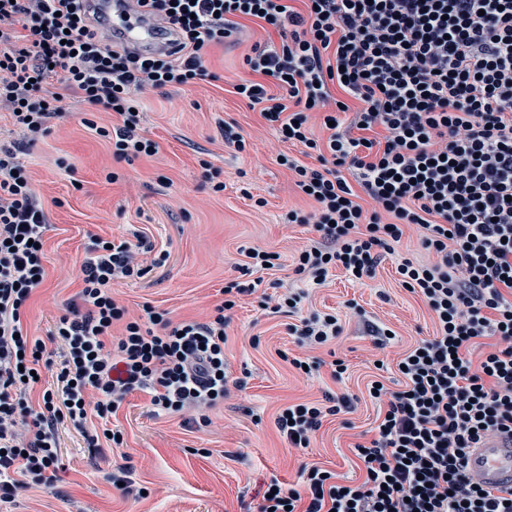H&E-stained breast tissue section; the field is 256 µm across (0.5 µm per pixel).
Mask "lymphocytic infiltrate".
<instances>
[{
    "label": "lymphocytic infiltrate",
    "mask_w": 512,
    "mask_h": 512,
    "mask_svg": "<svg viewBox=\"0 0 512 512\" xmlns=\"http://www.w3.org/2000/svg\"><path fill=\"white\" fill-rule=\"evenodd\" d=\"M144 2L174 34L170 51L106 45L86 0H0V109L23 135L44 136L74 96L118 117L95 129L115 160L154 156L158 144L140 132V95L210 79L207 50L240 20H255L281 42L254 43L244 56L249 76L233 89L282 142L302 149L299 159L277 157L311 205L289 210L287 223L318 234L298 250L296 274L316 285L338 266L358 280L373 276L409 226L423 229L422 246L435 256L396 266L436 332L399 354L400 389L371 384L384 414L357 454L364 481L346 486L306 465L303 490L271 480L259 512H512V487L480 486L465 467L482 440L512 437V0H302L300 11L285 0ZM334 85L344 99L332 96ZM316 122L327 138L314 137ZM306 156L315 165L303 164ZM49 228L28 173L0 149V503L54 488L59 424L109 423L134 391H148L155 413L196 411L207 425L204 409L229 393L230 312L255 291L225 283L203 322L176 323L149 305L135 317L113 285L143 278L167 255L138 230L96 238L82 286L55 324L56 363L24 324L45 279ZM289 330L316 349L343 328L316 313ZM486 337L491 350L472 359ZM51 365L53 385L32 401L35 372ZM354 402L328 394L294 403L276 426L291 447L306 448L325 417Z\"/></svg>",
    "instance_id": "1"
}]
</instances>
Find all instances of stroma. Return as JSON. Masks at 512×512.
Masks as SVG:
<instances>
[{
  "label": "stroma",
  "mask_w": 512,
  "mask_h": 512,
  "mask_svg": "<svg viewBox=\"0 0 512 512\" xmlns=\"http://www.w3.org/2000/svg\"><path fill=\"white\" fill-rule=\"evenodd\" d=\"M256 41L276 45L280 37L244 22L224 45L209 50L205 65L214 80L144 94L141 129L159 145L152 157L113 160L111 146L85 125L89 119L111 123V113L99 106L67 100L66 117L52 121L49 134L33 142L15 130L9 112H0V146L11 149L31 175L50 223L46 278L24 320L30 335L49 339L63 302L80 289L79 267L93 238L124 235L131 224L168 254L145 278L113 285L114 297L134 315L148 304L176 323L205 319L221 301L225 282L242 280V248L281 255L279 268L262 273L255 293L231 313L224 357L236 386L209 410L208 426L191 428L180 414L154 415L149 395L133 392L110 423L121 432L122 445L91 448L82 432L60 425L63 469L56 488L33 490L0 512H257L271 479L300 487L305 465L363 481L353 445L359 434L372 432L379 415L367 387L378 380L397 389L396 352L435 333L423 302L399 286L396 262L425 261L429 254L414 229L373 277L358 281L343 268L331 270L323 286L312 288L301 314L336 315L343 332L316 350L323 361L319 372L306 376L290 365V358L307 351L289 333V316L263 310L260 300L298 285L294 250L314 232L308 225L283 226L288 210L304 201L277 156L297 155V148L281 142L233 89L249 75L243 54ZM228 123L245 138L246 151L225 145ZM205 161L220 170L222 192L205 181ZM112 171L118 182L107 181ZM259 198L264 206H256ZM371 322L394 331L386 348L375 347ZM336 359L347 365L339 382L330 376ZM378 359L383 369L375 368ZM328 393H349L359 401L351 413L326 417L309 447H289L276 427L280 411ZM121 466L132 468L145 497L124 495L108 481V473Z\"/></svg>",
  "instance_id": "1"
}]
</instances>
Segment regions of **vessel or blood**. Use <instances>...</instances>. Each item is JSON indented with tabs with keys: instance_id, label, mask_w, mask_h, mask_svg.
I'll list each match as a JSON object with an SVG mask.
<instances>
[{
	"instance_id": "vessel-or-blood-1",
	"label": "vessel or blood",
	"mask_w": 512,
	"mask_h": 512,
	"mask_svg": "<svg viewBox=\"0 0 512 512\" xmlns=\"http://www.w3.org/2000/svg\"><path fill=\"white\" fill-rule=\"evenodd\" d=\"M99 27L113 41L150 52L167 51L170 38L162 36L155 23L129 0H91ZM467 465L474 478L489 488L512 486V441L492 439L470 449Z\"/></svg>"
}]
</instances>
